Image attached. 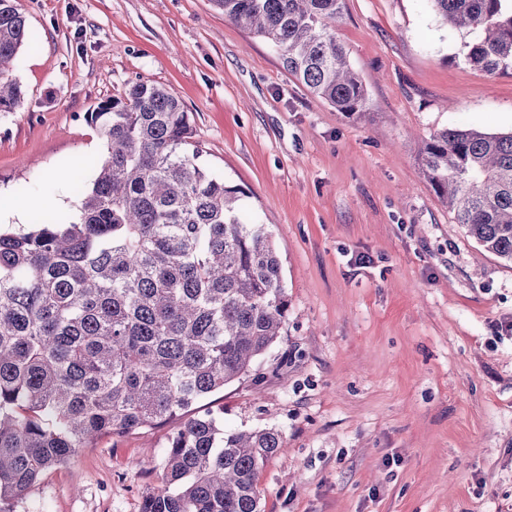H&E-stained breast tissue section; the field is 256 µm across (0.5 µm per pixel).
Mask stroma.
Instances as JSON below:
<instances>
[{
    "label": "stroma",
    "mask_w": 512,
    "mask_h": 512,
    "mask_svg": "<svg viewBox=\"0 0 512 512\" xmlns=\"http://www.w3.org/2000/svg\"><path fill=\"white\" fill-rule=\"evenodd\" d=\"M30 39L0 113L10 227L68 219L96 176L88 112L136 81L170 87L207 165L246 192L288 294L280 342L203 401L228 429L276 428L263 512H512V264L467 238L422 174L447 126L512 132V70L465 59L428 0H343L336 24L369 110L349 118L211 0H16ZM169 429L106 436L15 512H140Z\"/></svg>",
    "instance_id": "1"
}]
</instances>
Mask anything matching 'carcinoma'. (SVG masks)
Returning <instances> with one entry per match:
<instances>
[{
    "label": "carcinoma",
    "mask_w": 512,
    "mask_h": 512,
    "mask_svg": "<svg viewBox=\"0 0 512 512\" xmlns=\"http://www.w3.org/2000/svg\"><path fill=\"white\" fill-rule=\"evenodd\" d=\"M472 35L466 61L512 70V0H429ZM224 20L274 45L288 72L336 111H367L336 22L342 0H212ZM29 39L0 0L5 79ZM104 152L76 219L0 227V512L100 438L170 422L160 483L141 512H262L258 475L287 448L276 428L227 430L194 406L247 376L282 336L288 294L265 225L243 190L202 161L188 112L161 84L134 82L88 113ZM466 236L512 262V133L445 127L420 153Z\"/></svg>",
    "instance_id": "cac0c4a2"
}]
</instances>
